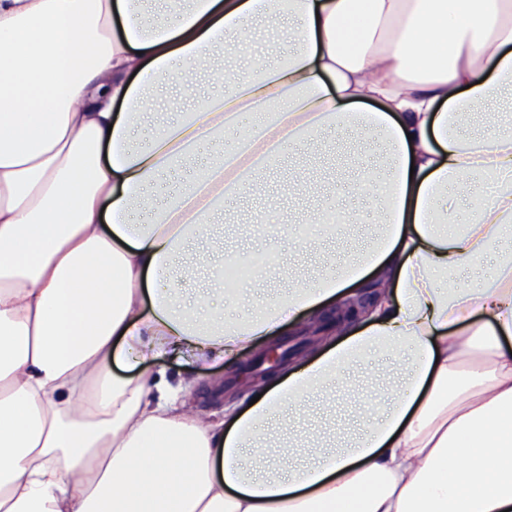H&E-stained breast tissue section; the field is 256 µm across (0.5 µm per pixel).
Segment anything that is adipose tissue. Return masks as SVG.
<instances>
[{
  "mask_svg": "<svg viewBox=\"0 0 512 512\" xmlns=\"http://www.w3.org/2000/svg\"><path fill=\"white\" fill-rule=\"evenodd\" d=\"M165 3L152 19L138 0H0V512H512V124L494 108L512 97V0ZM287 19L285 61L253 56L136 135L159 82ZM329 128L379 149L320 196L318 222L333 233L350 191L378 232L312 284L255 292L251 317L212 313L237 299L220 280L184 300L183 248ZM197 158L158 203L161 177ZM372 284L334 345L223 417L153 372L168 354L233 361ZM347 368L376 401L297 435Z\"/></svg>",
  "mask_w": 512,
  "mask_h": 512,
  "instance_id": "1",
  "label": "adipose tissue"
}]
</instances>
